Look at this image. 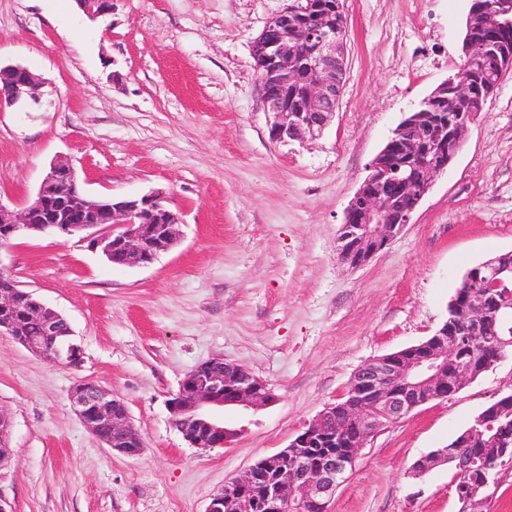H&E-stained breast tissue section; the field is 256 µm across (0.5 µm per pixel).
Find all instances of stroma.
I'll use <instances>...</instances> for the list:
<instances>
[{"mask_svg":"<svg viewBox=\"0 0 512 512\" xmlns=\"http://www.w3.org/2000/svg\"><path fill=\"white\" fill-rule=\"evenodd\" d=\"M471 0H345L347 84L313 141L275 142L252 45L288 0H0V63L42 82L39 103L0 112V202L69 160L94 194L165 190L180 239L147 266H115L77 240L24 233L0 268L70 323L79 367L0 334V410L14 512H205L228 478L286 448L343 399L369 360L416 345L446 317L463 275L512 250V73L417 206L365 265L336 254L344 211L392 130L459 62ZM217 355L277 396L224 409L233 444L189 447L167 401ZM89 380L125 404L144 450L107 448L74 413ZM512 393V355L458 393L416 408L361 448L328 512H458L454 473L414 477L485 407Z\"/></svg>","mask_w":512,"mask_h":512,"instance_id":"35a3bbf8","label":"stroma"}]
</instances>
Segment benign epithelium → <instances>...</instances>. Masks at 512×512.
<instances>
[{"label": "benign epithelium", "mask_w": 512, "mask_h": 512, "mask_svg": "<svg viewBox=\"0 0 512 512\" xmlns=\"http://www.w3.org/2000/svg\"><path fill=\"white\" fill-rule=\"evenodd\" d=\"M92 19L112 12V0H78ZM475 10L489 11L499 27L512 29V0H492ZM336 13V0H305L285 7L273 16L254 40L259 65L256 80L264 111L271 115L269 137L274 142L314 140L332 122L346 83L344 52L346 25L336 26L328 13ZM461 62L478 61L490 82L475 86L479 101H487L503 77L512 72V45L468 28L462 41ZM312 78L304 100L288 97V86L298 78V69ZM40 82L25 67H0V110L25 99L39 101ZM455 80L448 78L424 102L437 100L458 106ZM470 113L457 112L445 134L412 111L393 131L383 149L367 166V175L350 199L338 237L342 262L358 267L382 250L411 223L417 205L456 157L468 129ZM180 214L169 204L166 192L157 190L141 197H100L85 193L73 166L67 161L50 164L34 198L20 207L0 202V248L22 231L50 233L86 241L114 266L148 265L177 243ZM463 287L472 296L460 317L445 321L427 340L385 354L361 366L350 383L352 399L345 408L325 407L282 451L265 457L248 471L230 479L215 494L205 512H327L336 490L348 479L357 454L386 424L415 408L460 391L479 372L448 371V355L461 345L484 349L493 344L495 357L482 366L488 370L512 354V336H490L502 314L503 301L512 297V263H481L469 269ZM39 317L42 339L28 335L26 317ZM0 333H6L29 351L61 368H76L82 360L81 346L67 320L24 289L0 288ZM503 397L480 413L465 431L468 438L480 431ZM276 401L267 384L245 367L215 357L186 374L179 390L168 401L172 423L182 438L201 450L232 444L241 430L231 428L211 414L214 407L258 410ZM70 402L85 427L108 448L128 457L140 455L143 440L130 423L122 401L109 391L87 381L78 382ZM338 420L354 425L359 437L347 448L313 459L311 448L332 433ZM11 422L0 412V470L9 461ZM446 462L455 469V489L463 512H475L489 498L497 481L485 479L466 484L461 477L474 463L463 443L440 449L417 460L412 470L422 474ZM256 482L267 486L264 501H253L242 490Z\"/></svg>", "instance_id": "1"}]
</instances>
